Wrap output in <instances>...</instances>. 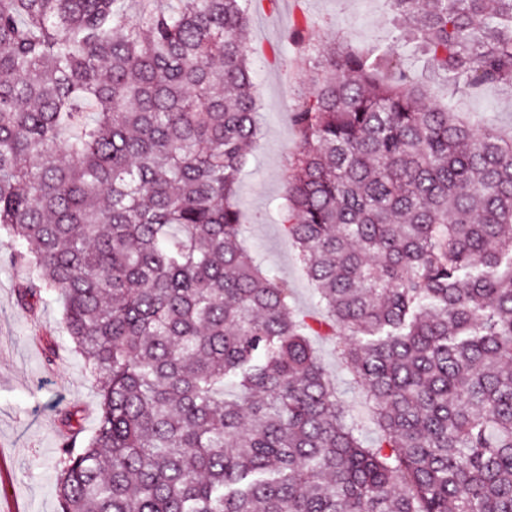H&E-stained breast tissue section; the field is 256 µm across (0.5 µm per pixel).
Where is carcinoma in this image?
<instances>
[{
	"mask_svg": "<svg viewBox=\"0 0 512 512\" xmlns=\"http://www.w3.org/2000/svg\"><path fill=\"white\" fill-rule=\"evenodd\" d=\"M385 2L366 50L288 27L297 316L238 215L249 0H0V231L100 398L86 440L63 416L59 512H512V138L453 105L512 97V0ZM313 346L323 367L327 370L332 378H336V386L340 390L345 391V400L350 409L355 413L360 414L364 418L366 422V432L368 435H370L372 431V425L368 420L362 395L358 390L347 389V386L345 385V372L340 367V364L338 363L336 355L330 344L322 339H314Z\"/></svg>",
	"mask_w": 512,
	"mask_h": 512,
	"instance_id": "cac0c4a2",
	"label": "carcinoma"
}]
</instances>
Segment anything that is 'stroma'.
<instances>
[{
    "mask_svg": "<svg viewBox=\"0 0 512 512\" xmlns=\"http://www.w3.org/2000/svg\"><path fill=\"white\" fill-rule=\"evenodd\" d=\"M299 6L317 21L320 37L348 29L364 46L390 41L396 33L386 20L385 0L365 14L357 0H300ZM288 14L281 5L266 15H249L250 45L256 51L254 81L265 95L258 106L261 135L241 172L238 202L247 244L267 263L271 276L287 282L293 309L312 315L317 310L313 287L281 230L278 213L287 196V158L296 146L287 106L289 82L282 67L261 54L268 44L282 55L293 53L274 27L287 21ZM455 105L475 121L493 116L501 132L512 135V98L496 88L457 98ZM20 248V242L0 233V512H57L59 411H79L86 439L97 427L99 399L64 330L61 301L45 292L34 306L19 303L18 288L28 270L9 256Z\"/></svg>",
    "mask_w": 512,
    "mask_h": 512,
    "instance_id": "1",
    "label": "stroma"
}]
</instances>
